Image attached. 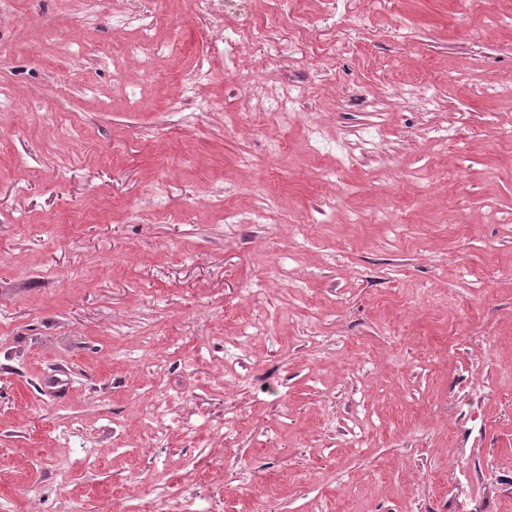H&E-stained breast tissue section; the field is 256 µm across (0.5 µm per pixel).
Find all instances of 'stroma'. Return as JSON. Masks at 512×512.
Wrapping results in <instances>:
<instances>
[{"label":"stroma","instance_id":"obj_1","mask_svg":"<svg viewBox=\"0 0 512 512\" xmlns=\"http://www.w3.org/2000/svg\"><path fill=\"white\" fill-rule=\"evenodd\" d=\"M161 8H0V512H512V0ZM158 0H141L142 22L139 25V38L128 45V50L133 55H141L145 59H152L155 56L167 53L177 54L181 51L180 42L175 39H169L165 42H158L154 38V30L158 19L161 16L159 9L154 8ZM238 0H190L189 9L197 20H199L203 26L209 28L211 22L217 16L219 4L224 3V11L228 8V4L236 2ZM249 101L261 100L265 104V108L268 112H287L292 108L293 103L299 98L296 96H288V97H270L268 94L266 95V89L264 87L263 82L257 80L254 81L249 87L248 93ZM290 107V108H289Z\"/></svg>","mask_w":512,"mask_h":512}]
</instances>
